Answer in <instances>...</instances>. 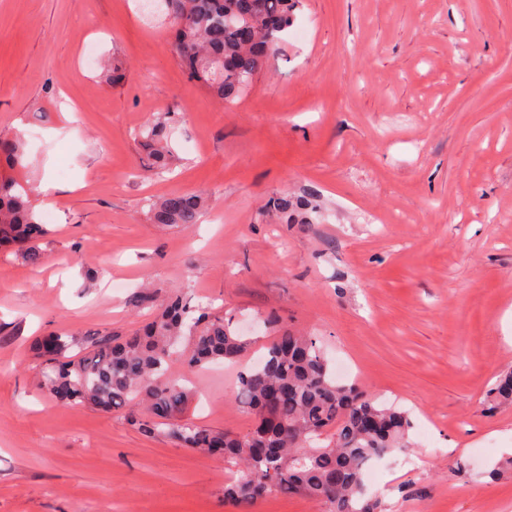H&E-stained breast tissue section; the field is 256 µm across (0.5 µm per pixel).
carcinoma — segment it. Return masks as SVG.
Wrapping results in <instances>:
<instances>
[{
  "label": "carcinoma",
  "instance_id": "carcinoma-1",
  "mask_svg": "<svg viewBox=\"0 0 512 512\" xmlns=\"http://www.w3.org/2000/svg\"><path fill=\"white\" fill-rule=\"evenodd\" d=\"M174 29L177 57L190 81L217 97L235 98L278 54L303 0H164ZM175 113L150 118L138 130L150 169L159 175L176 158L171 145ZM0 248H15L31 266L44 263L41 241L49 235L22 172L29 165L21 133L0 139ZM205 208L199 194L176 193L150 205L152 224H196ZM311 200L282 195L273 210L284 224H308ZM134 306L156 305L139 331L94 334L85 350L69 354L73 339L50 331L35 343L43 387L67 405L102 411L127 408L130 424L145 436L165 434L182 446L224 459L236 475L224 499L240 512L272 492L304 495L325 512H382L367 496L369 465L399 447L411 421L366 389L336 382L313 336L280 328L269 337L262 362L238 378L236 401L252 417L239 435L182 419L191 390L169 377L173 355L190 371L236 361L249 345L230 321L211 317L177 296L159 300L142 293ZM512 404V373L491 389Z\"/></svg>",
  "mask_w": 512,
  "mask_h": 512
}]
</instances>
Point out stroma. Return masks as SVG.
Segmentation results:
<instances>
[{
    "mask_svg": "<svg viewBox=\"0 0 512 512\" xmlns=\"http://www.w3.org/2000/svg\"><path fill=\"white\" fill-rule=\"evenodd\" d=\"M138 3L0 0V135L24 134L57 215L42 266L0 253V512H237L223 461L39 386L38 336L130 332L146 285L259 337L234 363L173 364L185 420L249 429L238 376L271 315L408 412L365 475L383 512H512V404L489 406L512 371V0H304L227 102L188 81L163 4ZM93 43L123 82L88 66ZM172 110L178 160L156 178L135 134ZM173 192L207 195L198 224L148 223ZM285 193L314 197L312 223H278Z\"/></svg>",
    "mask_w": 512,
    "mask_h": 512,
    "instance_id": "1",
    "label": "stroma"
}]
</instances>
